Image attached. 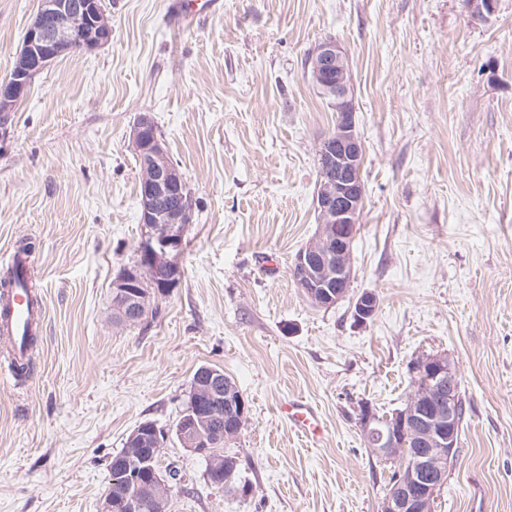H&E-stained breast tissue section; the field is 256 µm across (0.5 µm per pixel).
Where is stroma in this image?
Segmentation results:
<instances>
[{"mask_svg": "<svg viewBox=\"0 0 512 512\" xmlns=\"http://www.w3.org/2000/svg\"><path fill=\"white\" fill-rule=\"evenodd\" d=\"M104 0L112 40L58 58L0 137V252L26 240L46 308L34 361L0 385V512H101L142 422L166 435L168 512H380L394 462L362 404L402 407L411 363L456 361L469 402L434 512H512V0ZM37 0H0V80ZM348 56L364 145L349 292L325 308L291 265L316 234L318 150L336 114L307 58ZM150 113L197 206L178 285L117 323L112 281L143 233L136 117ZM379 306L357 325L353 305ZM248 406L226 443L246 488L210 484L176 426L199 366ZM317 411L310 440L281 413ZM378 308V298L373 292H365L361 294L354 303L353 317L355 323L366 325L374 315Z\"/></svg>", "mask_w": 512, "mask_h": 512, "instance_id": "obj_1", "label": "stroma"}]
</instances>
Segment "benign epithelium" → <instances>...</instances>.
<instances>
[{
	"mask_svg": "<svg viewBox=\"0 0 512 512\" xmlns=\"http://www.w3.org/2000/svg\"><path fill=\"white\" fill-rule=\"evenodd\" d=\"M112 40V22L103 0H39L35 20L16 52L11 75L0 81V114L12 113L26 98L34 78L59 57L74 49L94 51ZM313 82L329 98L336 112V127L322 142L319 165L325 180L319 182L315 206L319 228L315 239L298 250L292 276L302 293L320 307L342 300L352 279L354 225L359 223L364 200L361 171L364 147L355 127V107L350 87L347 56L333 40L318 44L311 54ZM132 144L142 169L140 173L141 223L145 231L136 250V261L126 266L112 281V292L122 298L118 317L126 322L139 320L148 307L150 293L139 285L153 278L156 295H165L180 281L177 261L194 206L187 202L161 210L163 197H184L188 186L171 160L157 125L148 113L140 114L131 131ZM378 298L373 292L361 294L354 303L355 323L365 325L376 314ZM419 374L437 398V404L411 405L406 412L379 416L368 404L359 411L360 428L376 457L401 462L406 476L388 486L381 512H433L438 488L448 476V461L455 456L458 428L457 389L459 371L445 354L427 356ZM238 405L244 413L242 393L224 383V372L201 367L193 380L192 407L176 427L186 448L205 457L212 438L201 416V405L217 406L222 401ZM141 442L159 448L160 431L144 422L132 433ZM156 453L138 465L129 477L125 498L105 501L103 512H142L138 475H151L155 489L164 497L172 491L171 478H161L155 467Z\"/></svg>",
	"mask_w": 512,
	"mask_h": 512,
	"instance_id": "obj_1",
	"label": "benign epithelium"
}]
</instances>
